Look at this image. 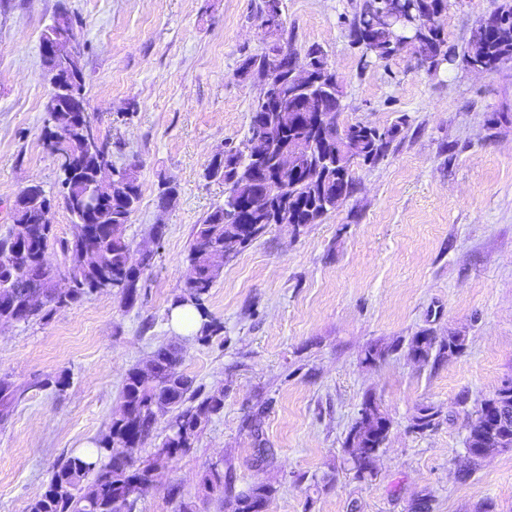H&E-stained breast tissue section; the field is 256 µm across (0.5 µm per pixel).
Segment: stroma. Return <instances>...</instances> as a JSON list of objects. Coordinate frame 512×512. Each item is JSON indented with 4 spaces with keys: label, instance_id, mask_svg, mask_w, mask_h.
<instances>
[{
    "label": "stroma",
    "instance_id": "35a3bbf8",
    "mask_svg": "<svg viewBox=\"0 0 512 512\" xmlns=\"http://www.w3.org/2000/svg\"><path fill=\"white\" fill-rule=\"evenodd\" d=\"M261 2L0 0V233L23 188L53 193L61 180L44 145L51 85L40 41L63 6L83 48L87 109L113 163L138 167L127 239L154 252L134 306L107 291L0 328V380L25 389L0 421V512H27L58 460L100 440L127 371L169 344L199 397L223 392L224 406L135 512L183 502L225 512L201 492L215 463L230 467L236 489L274 485L267 512H418L420 501L427 512H512V448L458 474L473 410L512 381V61L479 74L459 62L430 72L408 52L363 56L349 36L362 0H282L278 37L261 25ZM502 2L448 0L449 47H464ZM280 41L323 50L342 90L339 123L400 132L378 163L355 164L354 192L320 223L298 234L269 225L225 263L207 298L223 335L178 337L169 307L194 226L224 200L205 169L241 144L259 93L239 67ZM166 181L178 195L163 209ZM424 330L463 334V353L433 365L402 348L364 363L368 345ZM60 376L63 390L43 387ZM367 394L392 427L373 475L358 480L343 467L344 441ZM424 406L440 415L420 432Z\"/></svg>",
    "mask_w": 512,
    "mask_h": 512
}]
</instances>
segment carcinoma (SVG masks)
I'll return each mask as SVG.
<instances>
[{
  "mask_svg": "<svg viewBox=\"0 0 512 512\" xmlns=\"http://www.w3.org/2000/svg\"><path fill=\"white\" fill-rule=\"evenodd\" d=\"M448 10V0H400L395 5L388 0H365L361 10L350 23L352 41L362 48L365 56L388 60L408 48L416 58L428 63L432 72L447 62L461 58L465 65H479L489 72L512 58V0H505L494 14V25L477 26L461 54L448 47L441 26L418 22L425 17H440ZM290 59H277L270 54L247 57L240 66V74L252 78L255 74L276 72L274 81L281 82L282 93L288 94L286 76ZM46 113V135L64 137L70 119L67 112ZM309 111L306 103L288 98L274 111H264L255 102L247 135L242 146L212 157L205 177L224 169V179L233 178L237 167L253 156L268 150L272 140L290 138L307 140L308 132L299 123L301 113ZM398 126L380 130L379 151L373 158L371 144L362 140L351 142L350 156L333 159L318 180L308 181L304 174L306 161L299 154V168L288 173V195L276 196L267 204L250 213L245 220L224 205L214 206L202 223L195 225L187 261L183 290L174 296L171 308L191 305L197 311L200 323L195 333L199 342H208L224 332L222 322L214 318L205 304L216 280L221 275L219 261H229L242 248L265 234L269 208H279L288 214L291 224H318L328 212L345 200L354 190L352 176L356 162L374 164L387 154L396 137ZM96 159L89 158L71 168L60 167L59 199L74 219L75 231L69 240L59 243L61 252L72 258L64 271L67 287L56 288L49 275L52 266L49 250L55 237L50 224L39 223L38 210L23 204L12 208L13 226L0 235V315L19 312L28 323L43 320L58 309L82 302L101 291H117L126 305H135L144 271L151 266L153 256L135 257L125 230L130 216L141 199V185L136 168L111 165L109 178L96 181L93 168ZM103 198L91 223H83L84 203L91 197ZM51 197V200L58 199ZM465 347L456 340V334L433 336L424 341L420 335L408 339V351L420 355L421 361L441 363L459 356ZM392 350L390 345L374 344L364 350L363 362L376 363ZM182 355L171 345L159 347L147 368L128 370L121 392L119 412L114 414L109 432L96 442V456L69 457L58 462L50 481L29 505V512H134L138 498L153 482L161 463L190 448L208 414L224 406V393L217 392L196 406L186 405L195 398L193 381L181 370ZM22 392L11 383L0 381V417L6 418ZM170 433L155 452L153 460L138 462L139 448L151 437L158 420L166 414ZM439 411L431 406L419 409L414 428L424 431L435 425ZM501 429L508 431V440L496 442L481 440L469 429L464 445L469 448H512V413H508ZM345 463L354 477L368 476L366 464L356 459L354 448L348 446ZM202 488L207 494H232L229 475L214 465L205 475ZM277 492L271 484L253 487L233 494L230 506L233 512H257L256 505H267Z\"/></svg>",
  "mask_w": 512,
  "mask_h": 512,
  "instance_id": "1",
  "label": "carcinoma"
}]
</instances>
